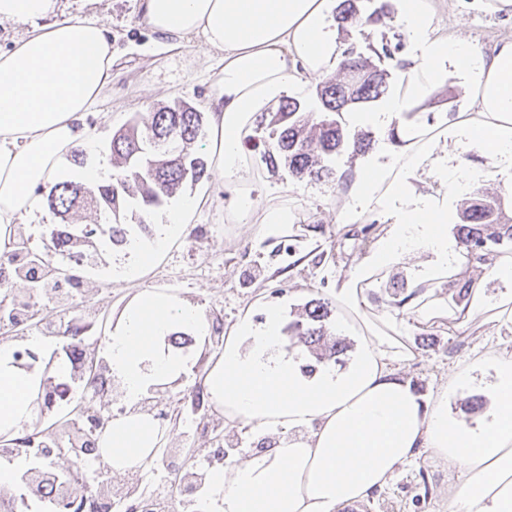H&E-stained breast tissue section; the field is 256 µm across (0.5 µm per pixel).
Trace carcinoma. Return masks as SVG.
I'll return each instance as SVG.
<instances>
[{"label": "carcinoma", "instance_id": "carcinoma-1", "mask_svg": "<svg viewBox=\"0 0 512 512\" xmlns=\"http://www.w3.org/2000/svg\"><path fill=\"white\" fill-rule=\"evenodd\" d=\"M359 0H343L336 15L338 26L357 19L365 24L383 22L391 18V12L384 7L368 15L361 14ZM349 79L326 82L317 88L316 106L308 107L300 100L290 97L278 111L272 113L266 127L267 135L247 140L249 148L264 147V154L270 162L281 158L288 165L292 175L320 179L332 172L330 163L347 149L351 131L345 115L356 110H365L379 102L388 91L387 74L355 55L353 49L345 52L341 63ZM207 119L205 113L184 100L170 105L153 108L133 116L127 123L112 133L110 152L118 161V169L112 180L95 188L85 187L74 181L56 183L47 196L48 207L61 217L62 228L56 239L66 244L77 255H82V230L67 223L68 215L76 207L91 206L108 216L109 241L114 245L129 243L130 231L125 223L128 214L138 216L140 232L151 233L148 218L164 208L176 193L186 184H196L205 175L204 161L190 151V145L205 138ZM168 134L181 136V160L172 161L158 153L146 160L139 153L142 143L150 137ZM512 193H477L473 202L460 214L456 233L466 250L482 260L490 255L500 254V248L512 244ZM63 265L50 260L47 255L32 251L25 238V226H16L15 242L10 252L7 275L0 283V317L5 323L3 341L22 340L26 333L35 328H46L39 324L36 316L41 311H63L74 307V298L83 281L75 283L62 272ZM24 283L36 288V295L18 291L15 284ZM330 313L328 303L319 299L310 300L302 318L288 324L284 335L288 336V348L301 344L318 362L338 359L348 345L342 340L326 342L328 336L326 321ZM76 327L68 332H57L64 341L81 346L84 337L80 330L90 331L100 322V314L87 310L76 317ZM70 379L90 387V369H95L98 382L112 381L109 369L102 360H92V355L80 350L76 363H65ZM86 405L77 403L72 410L48 424L38 423L29 433L39 435L43 443L44 461L36 466L18 468L17 479L11 486H0V510L14 512L15 490L22 487L28 497L44 500V491L57 488L69 492L82 506L93 497H106L110 486H90L79 483L80 469L62 475L47 464L52 455L61 449L97 448L99 438L95 437L86 424L92 416L85 413Z\"/></svg>", "mask_w": 512, "mask_h": 512}]
</instances>
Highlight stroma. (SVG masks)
Wrapping results in <instances>:
<instances>
[{"label": "stroma", "mask_w": 512, "mask_h": 512, "mask_svg": "<svg viewBox=\"0 0 512 512\" xmlns=\"http://www.w3.org/2000/svg\"><path fill=\"white\" fill-rule=\"evenodd\" d=\"M440 26L449 36H461L476 47L486 49L500 38L512 34V18L472 7L471 0H435ZM63 18L75 16L99 18L111 31L115 42L112 85L107 91L111 109H104L87 119L93 143L83 159L98 166L102 178L113 173L109 142L114 130L133 115L182 98L203 106L209 83L203 74L205 56L196 40L185 41L182 48L167 51L150 34L138 11V0H61ZM401 20L391 27H369L350 22L337 35L345 45L355 47L364 56H372L383 43L400 39L402 46L393 58L380 66L388 74L390 89H397L409 58L419 47L405 35ZM440 130L451 133L440 141L433 163V175L409 177L405 195L393 200L383 212H375L367 200L348 197L346 180L363 171L389 165L395 151L386 116L367 124H352L353 133L368 141L365 150L337 157L330 176L322 179L291 176L285 164H267L261 153H250L255 172L251 192L260 205L280 202L289 205L296 217L283 236L260 238L251 219L236 224L224 221L225 190L212 178L186 186L171 201L178 209L193 195L206 196L205 205L189 223L185 241L174 244L145 276L133 280L115 279L117 270L133 264L135 255L128 246L112 245L107 235L92 237L97 260L86 268L80 295L84 304L104 313L121 309L135 292L145 288H168L198 306L207 319H220L222 325L233 323L239 311L257 299L282 301L288 306L287 321H294L305 304L321 298L334 305L336 281L368 255L391 225L399 223L408 211L432 201L448 212L449 225H456L458 214L473 193L479 190L512 191V158L502 157L495 175L485 181H472L466 192L446 194L441 175L448 172V143L457 141L460 173H468L485 160L484 149L461 130L449 129L447 113H435ZM169 208V209H170ZM349 210L360 211L358 223L345 224L341 216ZM291 239L294 250L289 259L279 254L282 239ZM344 312L335 307L328 325L332 337L348 343L350 350L341 357L342 365L354 358L351 350L356 340L343 331ZM406 333L417 352L414 362L403 373L417 390L430 394L450 375L463 372L464 381L448 398L451 417L471 421L490 408L495 381V366L483 360V353L499 340L500 330L490 321L461 323L452 315H441L418 325L408 323ZM176 352L191 356L195 364L180 384L162 386L150 394L149 409L178 410L180 416L168 425L163 441L167 448L196 449V462H203L204 451L216 447V432L223 429L224 417L210 403L193 409L192 399L203 387V368L210 358V343L199 342L188 330L181 329L167 338ZM88 480L105 481L123 488L137 483L143 498L149 499L158 486L177 491L180 474L176 465L154 459L132 472L113 473L102 462L87 467ZM456 474L428 450H421L412 460L399 466L388 484L368 504V512H448V487Z\"/></svg>", "instance_id": "stroma-1"}]
</instances>
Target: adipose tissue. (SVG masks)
Listing matches in <instances>:
<instances>
[{
	"label": "adipose tissue",
	"mask_w": 512,
	"mask_h": 512,
	"mask_svg": "<svg viewBox=\"0 0 512 512\" xmlns=\"http://www.w3.org/2000/svg\"><path fill=\"white\" fill-rule=\"evenodd\" d=\"M337 0H140L142 18L168 48L196 38L213 70L205 102L208 141L218 182L240 186L224 204L228 220L255 216L257 233L270 237L294 220L290 210L259 208L244 184L252 177L245 140L255 120L285 97L309 99L314 82L335 70L345 46L334 25ZM58 0H0V24H25L10 49L0 51V251L16 224L38 207L36 188L50 187L60 160L88 142L87 115L105 102L112 81V34L98 19L55 20ZM399 14L420 49L396 92L381 109L395 117L396 155L391 166L363 172L348 193L384 205L406 189V177L433 153L439 134L427 115L440 102L450 75L463 73L465 93L451 124L480 142L491 156L512 157V37L489 51L451 38L436 21L434 0H399ZM200 198L184 200L167 217L168 231L141 247L134 280L151 270L187 233V213ZM448 214L429 203L358 263L336 290L338 304L362 326L358 351L346 369L304 373L285 348V304L266 305L263 322L243 309L224 332V348L209 359L204 385L224 414L225 430L250 428L273 435L233 470L210 471L201 492L202 512H343L370 501L393 472L428 449L458 472L448 487L449 512H512V344L494 352L497 383L489 421L480 428L448 416L451 376L424 395L400 368L416 353L405 334L409 320L429 321L445 311L468 321L492 314L512 330V299L487 309L484 282L476 280L456 302L457 280L469 271L466 249L452 264L433 266L395 312L382 311L369 288L380 272L415 249L447 250ZM187 329L207 339L200 310L171 290L137 291L118 314L104 359L123 391L126 410L101 437L103 461L113 472L154 459L165 436L142 402L154 387L177 383L187 361L166 339ZM40 361L16 360L18 343H0V436L13 437L37 416L44 355L59 348L53 336L36 338Z\"/></svg>",
	"instance_id": "obj_1"
}]
</instances>
